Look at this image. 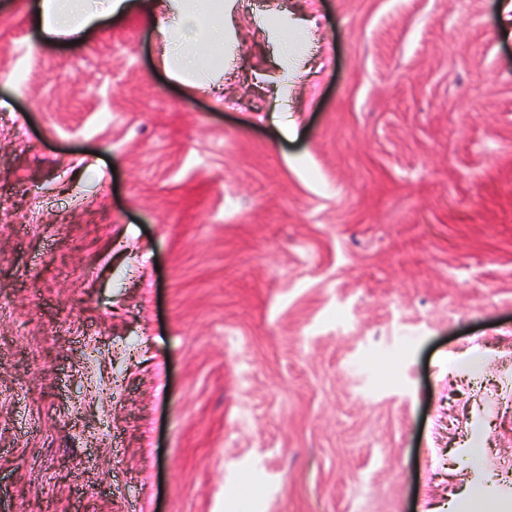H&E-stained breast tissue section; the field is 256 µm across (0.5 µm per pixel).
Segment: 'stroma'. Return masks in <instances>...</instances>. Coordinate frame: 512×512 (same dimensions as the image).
<instances>
[{
	"label": "stroma",
	"instance_id": "obj_1",
	"mask_svg": "<svg viewBox=\"0 0 512 512\" xmlns=\"http://www.w3.org/2000/svg\"><path fill=\"white\" fill-rule=\"evenodd\" d=\"M31 2L0 0V512H512L497 0H224L217 91L138 9L45 43Z\"/></svg>",
	"mask_w": 512,
	"mask_h": 512
}]
</instances>
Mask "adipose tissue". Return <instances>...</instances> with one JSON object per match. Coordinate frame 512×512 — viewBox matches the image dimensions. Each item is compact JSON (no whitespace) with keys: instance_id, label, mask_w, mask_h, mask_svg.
<instances>
[{"instance_id":"obj_1","label":"adipose tissue","mask_w":512,"mask_h":512,"mask_svg":"<svg viewBox=\"0 0 512 512\" xmlns=\"http://www.w3.org/2000/svg\"><path fill=\"white\" fill-rule=\"evenodd\" d=\"M129 7L128 0H37L30 19L48 42L84 34ZM139 8L169 44V72L177 80L201 77L209 61L223 58V0H141Z\"/></svg>"}]
</instances>
